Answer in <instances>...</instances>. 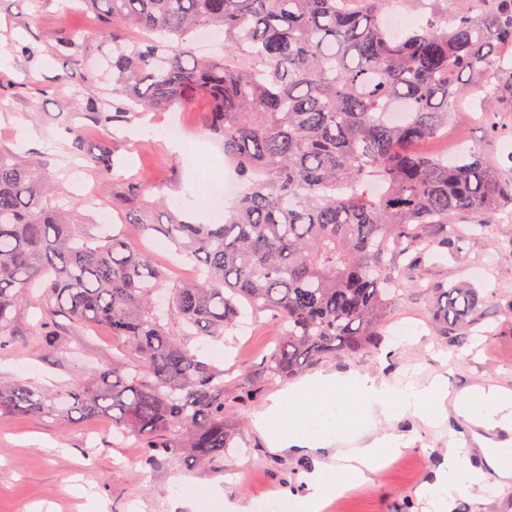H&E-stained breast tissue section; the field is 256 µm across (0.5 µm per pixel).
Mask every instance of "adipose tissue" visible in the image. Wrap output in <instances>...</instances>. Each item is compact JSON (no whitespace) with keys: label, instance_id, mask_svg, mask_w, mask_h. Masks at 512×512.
I'll list each match as a JSON object with an SVG mask.
<instances>
[{"label":"adipose tissue","instance_id":"1","mask_svg":"<svg viewBox=\"0 0 512 512\" xmlns=\"http://www.w3.org/2000/svg\"><path fill=\"white\" fill-rule=\"evenodd\" d=\"M448 387L442 378L426 384L406 380L394 386L355 374L318 373L278 394L255 419L256 427L278 445H298L303 450H332L324 463L306 479V493L288 492L243 512H322L328 501L350 484L372 482L374 475L409 444L404 436L374 434L366 419L393 420L411 415L433 423L446 415ZM459 415L485 429L512 426V392L491 386L461 398ZM355 436L352 447L340 440ZM482 465H474L467 448L451 449L434 483L423 485L432 512H450L456 497H481L488 474H495L499 488L512 487V448L481 450Z\"/></svg>","mask_w":512,"mask_h":512}]
</instances>
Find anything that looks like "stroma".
<instances>
[{
    "label": "stroma",
    "mask_w": 512,
    "mask_h": 512,
    "mask_svg": "<svg viewBox=\"0 0 512 512\" xmlns=\"http://www.w3.org/2000/svg\"><path fill=\"white\" fill-rule=\"evenodd\" d=\"M465 0H390L387 12L408 14L412 27L424 25L434 13L457 14ZM99 22L85 13L80 0H0V54L8 62L0 67V150L21 159H40L50 177L60 205L83 197L91 188H101L103 179L85 162L70 159L67 129L79 123L89 145L104 136L103 127L88 112L95 101L112 96V86L103 78V59L98 50ZM70 35L86 48L77 60L56 55L63 35ZM17 43L33 44L39 53L26 57L14 52ZM205 99L174 111H159L132 118L114 127L118 144L113 169V192L105 196L104 208L125 219L136 209V197L128 195L129 183L148 180L151 194L173 201L182 191L189 169L168 138L143 135L142 127L182 123L183 141H196L211 153H220L219 142L203 130L200 114L208 109ZM449 132L458 134L461 145L487 156L512 157V112L506 102L469 96L456 100ZM503 122L500 133H491L489 119ZM32 134L27 147H18L17 127ZM475 216L460 215L457 253H443L422 272L425 282H455L468 278L471 270L483 276L473 286L480 297H492L498 306L491 326L498 335L486 336L481 346L459 347L444 335L431 313L432 299L424 289H411L390 312L378 347L356 354H342L317 365L320 373L355 372L392 383L413 376L426 381L444 377L448 395L455 398L474 387L496 385L512 391V215L488 217V231L472 234ZM54 320L57 343L70 348L65 357L54 355L43 336L42 322ZM414 320L412 341H397L399 326ZM280 336L272 312L247 314L224 338L221 347L226 389L239 400L225 422L238 446L230 458L201 464L183 456L160 457L147 467L142 451L133 442H119L109 421L73 423L37 416L0 417V512H196L176 495L179 483L198 489L220 487L223 499L204 503L197 512H224L225 503L246 505L267 500L269 495L297 485L323 461L312 452H298L272 445L254 423L271 397L287 386L268 376L264 360ZM120 342L106 330L90 329L52 316L49 306L34 303L20 310L9 349L0 351V376L48 388L68 386L94 366L111 365L121 356ZM377 432H392L409 438L411 444L390 470L379 471L373 483L344 492L347 512H427L426 499L417 494L420 485L431 482L449 448L475 447L476 426L456 413L428 425L405 417L380 421ZM84 485L87 494L69 495L71 486Z\"/></svg>",
    "instance_id": "obj_1"
}]
</instances>
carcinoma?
Masks as SVG:
<instances>
[{"label": "carcinoma", "instance_id": "obj_1", "mask_svg": "<svg viewBox=\"0 0 512 512\" xmlns=\"http://www.w3.org/2000/svg\"><path fill=\"white\" fill-rule=\"evenodd\" d=\"M100 16L112 70V108L91 105L103 128L137 112L210 100L204 127L244 185L222 224H194L179 207L143 198L132 223L156 232L194 265L186 279L124 227L107 236L84 223V202L50 198L37 161L0 151V349L14 317L43 288L54 311L103 326L128 359L94 367L61 390L0 379V416L112 419L143 461L181 453L198 462L235 447L224 422L234 396L203 348L224 340L242 303L284 325L267 372L295 377L336 356L379 345L391 309L433 246L453 250L456 216L512 205V168L478 150L438 157L418 150L448 128V99L472 95L512 44V0H473L395 39L387 0H81ZM124 24L157 38L123 44ZM214 29L224 54L201 58L188 37ZM61 40L56 53L82 55ZM399 110L403 119L390 120ZM70 153L112 176V142ZM166 223L153 221L155 208ZM433 315L461 345L491 316L470 289H428Z\"/></svg>", "mask_w": 512, "mask_h": 512}]
</instances>
